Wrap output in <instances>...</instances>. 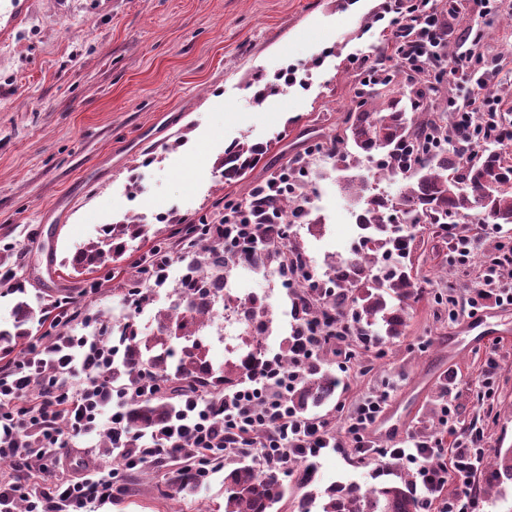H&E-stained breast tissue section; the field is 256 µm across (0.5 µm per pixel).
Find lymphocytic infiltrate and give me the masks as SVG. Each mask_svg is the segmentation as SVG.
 I'll return each mask as SVG.
<instances>
[{
  "label": "lymphocytic infiltrate",
  "instance_id": "f902f5d3",
  "mask_svg": "<svg viewBox=\"0 0 512 512\" xmlns=\"http://www.w3.org/2000/svg\"><path fill=\"white\" fill-rule=\"evenodd\" d=\"M418 2L423 6L419 12L397 6L388 38L395 66L410 81L424 79L440 66L448 46V28L440 23L438 11L431 8L430 0ZM453 107V140L477 127L493 140L512 135L503 123L502 101L481 93L479 86L464 88ZM491 303L512 306V249L493 259L481 287L457 305L453 315L472 316ZM113 358V349L104 345L102 337L70 334L46 349L31 345L20 366L0 367V456L11 459L18 470L28 467L30 460L42 461L52 476L36 495L23 482L1 481L0 512H12L19 499L26 500V512H84L92 501L111 498L115 476L100 477L94 464L71 468L60 453L56 423L66 420L77 436L102 428L121 440L128 397L114 393L103 380L112 370ZM35 383L40 386L39 400L26 403L25 395ZM387 401L384 395L365 399L339 434L327 422L297 417L258 387L237 391L218 406L191 395L183 400L176 424L150 434L144 453L129 459L125 467L132 470L164 461L185 443L195 448H249L258 462L283 465L319 456L325 448L339 450L352 443L361 449L367 447V432ZM441 425L444 435L454 438L449 463L435 461L443 436L417 439L410 448H381L377 454L416 464L428 493L455 483L457 489L443 500L442 512H482L483 502L472 482L488 451L485 435L479 429L460 428L455 410L447 405L442 408Z\"/></svg>",
  "mask_w": 512,
  "mask_h": 512
}]
</instances>
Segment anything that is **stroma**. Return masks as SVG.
<instances>
[{
	"label": "stroma",
	"mask_w": 512,
	"mask_h": 512,
	"mask_svg": "<svg viewBox=\"0 0 512 512\" xmlns=\"http://www.w3.org/2000/svg\"><path fill=\"white\" fill-rule=\"evenodd\" d=\"M391 0H31L24 22L0 40V266L28 282L24 292L0 286V329L11 328L19 300L40 304L48 296H72L83 311L75 334L96 332L100 320L128 312L123 288L145 285L136 267L150 240L133 242L112 266L76 272L74 252L96 238L102 225L128 216L149 224L152 238L169 237L154 222L172 212L188 220L214 203L244 200L249 186L225 185L215 160L234 140L272 143L264 175L285 159L329 138L352 90L370 65L386 61L384 29L394 19ZM453 31L443 61L454 64L469 32L484 33L493 53L512 46V0L487 12L481 0H439ZM295 69L298 84L255 104L260 83ZM140 191H132L131 180ZM306 206L321 229L293 226L298 243L324 278L335 261L350 257L358 229V205L343 188L325 154L310 156ZM474 261L450 259L448 234L432 224L413 228L411 261L420 297L413 303L404 336L382 342L379 353L349 363L326 355L323 367L342 380L334 397L312 417L344 428L357 406L387 394L389 404L416 405L395 444L439 432L442 404L459 420L482 429L490 448H512V338L494 336L461 346L451 384L420 393L418 378L444 365L442 339L457 324L441 293L464 301L486 272L491 257L512 248V225L465 224ZM229 276L239 298H266L272 318L268 356L280 350L295 325L290 291L272 277L238 266ZM493 375L495 392L481 400L483 379ZM316 479L299 488L284 472L285 497L276 512H298L312 494L310 512L330 484L371 486L415 477L404 460L372 452L326 449L313 458ZM176 463L147 472H122L121 494L88 505L87 512H224V470L214 467L199 490L177 492Z\"/></svg>",
	"instance_id": "1"
}]
</instances>
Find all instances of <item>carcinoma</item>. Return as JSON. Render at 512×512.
Here are the masks:
<instances>
[{
  "label": "carcinoma",
  "instance_id": "cac0c4a2",
  "mask_svg": "<svg viewBox=\"0 0 512 512\" xmlns=\"http://www.w3.org/2000/svg\"><path fill=\"white\" fill-rule=\"evenodd\" d=\"M426 93L421 88L405 89L399 74L385 71L364 79L357 85L355 108L345 113L340 132L328 138L321 150L334 159L343 171L355 167L359 157L372 158L380 153L385 159L383 176L408 177L405 190L396 196L369 192L363 182L348 181L346 188L364 207L356 217L363 237L362 251L330 266L332 288L311 287L308 260L298 247L288 244L287 229L305 217L303 200L279 186H268L266 179L250 182L248 197L243 200L248 212L261 225L274 226L271 234L262 229L247 247L240 249L238 263L253 269L277 265L301 277L304 284L292 293L300 324L297 333L286 337L281 345L279 362L294 363L298 344L306 341L304 325L324 318V327L332 329L348 313L367 334L390 340L404 335L409 309L418 292L407 266L387 270L377 267L379 254L392 250L406 256L413 235L403 237L404 228L387 224L384 215L397 212L402 223L443 224L453 212L459 223L482 220L492 224H512V158L487 148L476 157L455 149L432 154H418L416 149L425 137L444 126L440 116L424 113ZM269 151L263 142L235 140L224 149V158L216 170L227 185L247 179ZM304 159L297 157L283 169L291 185L298 188L304 177ZM501 178L494 197L482 203L480 188L486 178ZM161 222L174 224L176 258L187 264L188 273L176 287L178 299L154 317L152 334L141 331L130 320L119 332L126 338L123 357L112 365V386L126 389L146 372L157 384L156 392L133 395L125 414L127 448L123 457L141 453L140 437L151 433L161 422L175 415L181 394L195 391L212 403L231 394L264 369L268 360L257 336H251L252 348L216 367L208 359L207 349L198 332L212 319L210 285L225 278L224 226L190 224L164 215ZM149 225L129 217L119 224H106L102 236L76 250L71 259L73 269L94 270L120 256L127 242L148 236ZM125 301L133 309L153 302L151 288H128ZM248 323L267 322L268 310L256 298L238 301ZM68 307L61 298L34 308L26 301L15 306L12 329L0 331V356L14 353L29 339L34 325L50 323L61 326L59 319ZM340 379L322 368L320 356L308 360L302 380L284 394L289 410L302 416L328 402L336 393ZM217 452L239 457L224 473V512H275L285 489L282 470L274 465L261 468L257 461L239 448H219ZM489 469L497 477L512 480V448L496 449ZM200 483L195 469L184 465L178 472V491H195ZM321 512H419L420 501L414 495L413 481L364 487L358 483L335 485L325 491Z\"/></svg>",
  "mask_w": 512,
  "mask_h": 512
}]
</instances>
